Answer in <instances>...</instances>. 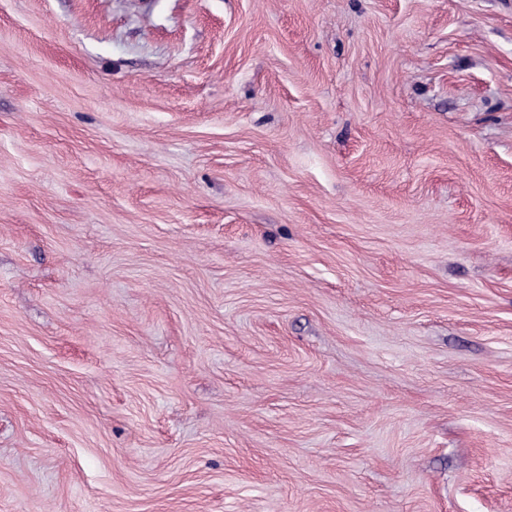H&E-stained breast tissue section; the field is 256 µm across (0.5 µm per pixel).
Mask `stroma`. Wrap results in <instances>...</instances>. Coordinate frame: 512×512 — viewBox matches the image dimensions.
I'll return each mask as SVG.
<instances>
[{
    "instance_id": "35a3bbf8",
    "label": "stroma",
    "mask_w": 512,
    "mask_h": 512,
    "mask_svg": "<svg viewBox=\"0 0 512 512\" xmlns=\"http://www.w3.org/2000/svg\"><path fill=\"white\" fill-rule=\"evenodd\" d=\"M0 512H512V0H0Z\"/></svg>"
}]
</instances>
